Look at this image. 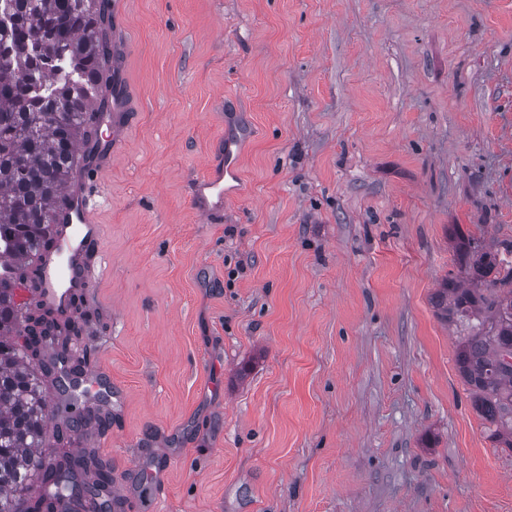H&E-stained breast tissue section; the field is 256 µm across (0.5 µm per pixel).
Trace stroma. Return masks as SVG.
Listing matches in <instances>:
<instances>
[{"label":"stroma","mask_w":512,"mask_h":512,"mask_svg":"<svg viewBox=\"0 0 512 512\" xmlns=\"http://www.w3.org/2000/svg\"><path fill=\"white\" fill-rule=\"evenodd\" d=\"M136 112L69 366L112 381L45 459L134 512H512L431 298L512 241V0H127ZM242 192L191 203L225 127ZM170 466L127 485L153 450Z\"/></svg>","instance_id":"1"}]
</instances>
